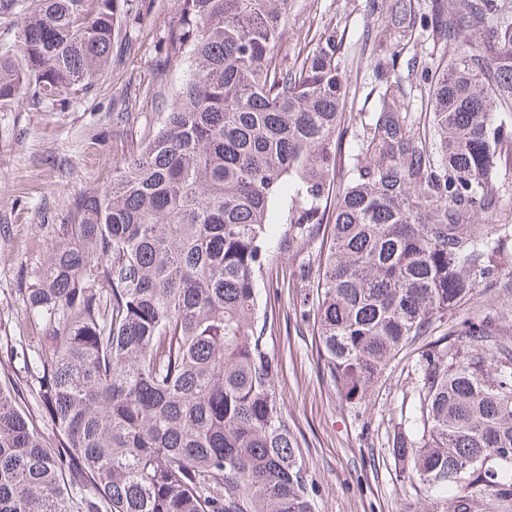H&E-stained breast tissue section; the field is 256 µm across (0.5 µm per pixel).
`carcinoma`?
Here are the masks:
<instances>
[{
  "instance_id": "cac0c4a2",
  "label": "carcinoma",
  "mask_w": 512,
  "mask_h": 512,
  "mask_svg": "<svg viewBox=\"0 0 512 512\" xmlns=\"http://www.w3.org/2000/svg\"><path fill=\"white\" fill-rule=\"evenodd\" d=\"M136 2L0 0V17L30 11L0 53V102L102 80ZM177 2L192 74L20 289L44 335L35 382H0V512H316L258 287L278 224L288 247L319 242L297 317L342 400L364 403L415 346L389 452L426 512H512L507 316L452 321L479 286L512 288V0H389L379 33L440 49L411 69L429 111H405L396 52L377 62L330 213L356 120L336 30L290 65L288 0Z\"/></svg>"
}]
</instances>
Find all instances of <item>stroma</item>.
<instances>
[{
    "mask_svg": "<svg viewBox=\"0 0 512 512\" xmlns=\"http://www.w3.org/2000/svg\"><path fill=\"white\" fill-rule=\"evenodd\" d=\"M289 6L288 55L313 48L325 26L335 27L347 109L374 111L379 46L369 0H289ZM177 21L176 0H140L123 22L108 75L96 86L57 101L26 93L0 104V378L30 377L24 357L41 331L28 323L20 289L59 244L73 199L110 184L113 168L157 129L189 74L186 53L169 39ZM270 250L274 285L262 296L274 317L276 386L318 488L317 512H407L415 498L388 450L412 390L414 355L406 351L393 361L365 404H346L322 372L318 336L297 326L294 316L309 288L293 274L309 251L275 239Z\"/></svg>",
    "mask_w": 512,
    "mask_h": 512,
    "instance_id": "1",
    "label": "stroma"
}]
</instances>
